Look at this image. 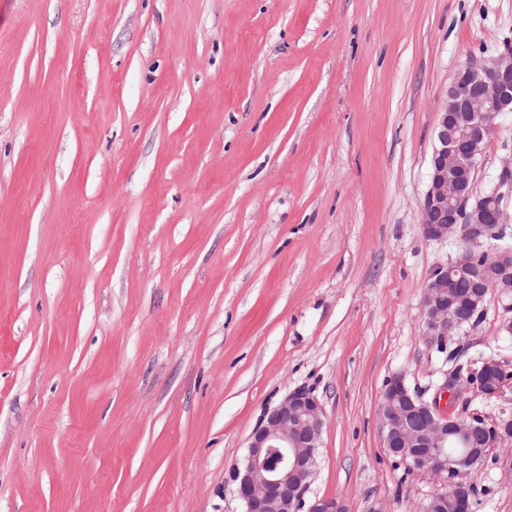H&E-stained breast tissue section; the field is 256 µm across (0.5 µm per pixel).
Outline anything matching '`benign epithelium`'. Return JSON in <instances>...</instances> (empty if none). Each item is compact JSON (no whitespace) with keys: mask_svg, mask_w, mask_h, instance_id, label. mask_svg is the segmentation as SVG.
Listing matches in <instances>:
<instances>
[{"mask_svg":"<svg viewBox=\"0 0 512 512\" xmlns=\"http://www.w3.org/2000/svg\"><path fill=\"white\" fill-rule=\"evenodd\" d=\"M504 112H512L511 50L460 68L440 109L421 224L428 238L455 236L464 248L455 260L438 266L425 286L424 336L438 346L460 333L475 312H483L479 305L489 294L512 297V225L506 221L500 191L512 189V161L500 170L497 189L474 195L485 138ZM462 281L463 290L458 288ZM498 373H503L500 363L484 358L467 375L457 373L445 381L429 400L410 390L400 376L387 382L382 395L379 419L386 447L413 470L448 474L455 512H470L469 492L457 479L473 463L469 454L440 452L449 438L473 440L485 450L512 443L511 414L489 424L460 402L465 388L485 398L499 395L504 380ZM459 404L461 412L449 415L448 408ZM323 424L322 405L306 390L289 393L264 412L242 463L229 474L244 512H343L334 500L306 498Z\"/></svg>","mask_w":512,"mask_h":512,"instance_id":"1","label":"benign epithelium"}]
</instances>
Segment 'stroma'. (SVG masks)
<instances>
[{"label": "stroma", "instance_id": "1", "mask_svg": "<svg viewBox=\"0 0 512 512\" xmlns=\"http://www.w3.org/2000/svg\"><path fill=\"white\" fill-rule=\"evenodd\" d=\"M512 0H0V512H243L228 484L266 409L325 418L310 496L423 512L387 380L432 397L512 318L438 351L422 298L437 114ZM512 158V112L476 195ZM491 448L471 512H512Z\"/></svg>", "mask_w": 512, "mask_h": 512}]
</instances>
